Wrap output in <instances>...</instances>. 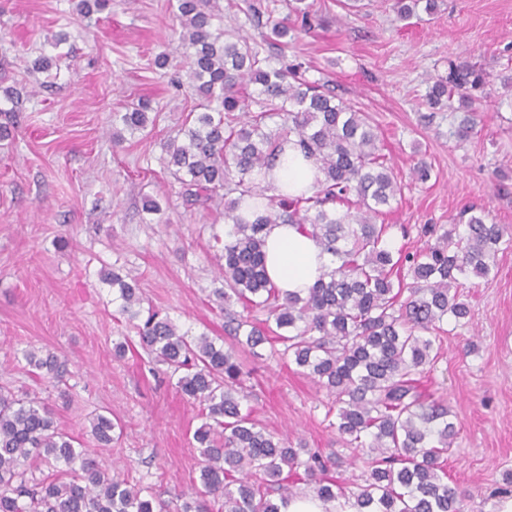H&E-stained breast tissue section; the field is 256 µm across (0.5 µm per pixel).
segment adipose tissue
Segmentation results:
<instances>
[{
	"instance_id": "1",
	"label": "adipose tissue",
	"mask_w": 512,
	"mask_h": 512,
	"mask_svg": "<svg viewBox=\"0 0 512 512\" xmlns=\"http://www.w3.org/2000/svg\"><path fill=\"white\" fill-rule=\"evenodd\" d=\"M318 171L297 150L286 148L265 180L275 193L297 195L314 189ZM266 272L282 292L309 288L330 267L332 259L311 238L291 224H272L266 228Z\"/></svg>"
}]
</instances>
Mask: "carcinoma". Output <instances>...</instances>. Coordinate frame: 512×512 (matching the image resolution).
Here are the masks:
<instances>
[{
	"label": "carcinoma",
	"instance_id": "obj_1",
	"mask_svg": "<svg viewBox=\"0 0 512 512\" xmlns=\"http://www.w3.org/2000/svg\"><path fill=\"white\" fill-rule=\"evenodd\" d=\"M396 19L406 25L420 13L434 15L438 0H393ZM288 20L275 21L269 39L289 44L309 30L313 4L289 0ZM177 18L198 111L189 113L180 136L162 144L170 173L193 201L225 203L220 278L213 291L224 305L225 327L239 348L283 346L332 398L343 446L363 456L364 485L347 495L336 457L294 448L260 426L243 407L248 375L238 348L224 349L205 334L189 337L154 311L136 325L140 345L177 376L183 396L202 407L193 433L203 466L201 487L186 493L179 512H286L300 492L303 469L309 495L355 512H460L461 491L448 482L446 462L458 436L448 404L429 398L419 376L433 365L441 336L468 328L472 310L461 299L472 279L496 268L501 246L512 234L487 222L471 207L458 222L434 224L423 247L393 250L392 225L379 222L402 197L377 128L357 105L327 85L310 81L298 64L270 65L258 46L233 29L216 28L219 0H177ZM490 84V74L467 60L448 62V75L433 80L427 100L440 105ZM280 123L269 128L268 121ZM112 133L143 132L145 106L119 116ZM477 113L465 112L452 132L469 140ZM291 143L315 161L323 179L311 195L268 196L259 176ZM297 224L333 258V266L303 294H283L265 267L264 231L269 224ZM119 313L134 320L143 298L136 280L117 274ZM263 311L250 322L233 311ZM28 364L59 378L64 364L53 355L25 353ZM116 424L93 418L97 442L112 444ZM40 460L58 469L51 481L29 477ZM0 512H170L153 493L128 484L124 472L106 465L54 425L49 407L36 394L17 396L0 387Z\"/></svg>",
	"mask_w": 512,
	"mask_h": 512
}]
</instances>
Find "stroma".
<instances>
[{"label": "stroma", "mask_w": 512, "mask_h": 512, "mask_svg": "<svg viewBox=\"0 0 512 512\" xmlns=\"http://www.w3.org/2000/svg\"><path fill=\"white\" fill-rule=\"evenodd\" d=\"M247 2L220 0L223 24L273 65L298 64L307 79L330 82L381 132L404 184L385 218L395 248L419 249L423 225L451 224L471 205L512 231V92L496 83L475 93L481 121L460 145L456 113L426 103L432 77L447 74L451 61L512 73V0H439L436 14L405 28L391 0H362L357 10L314 0V29L291 48L270 43L268 23L256 21ZM77 4L0 0V112L17 120L14 139L0 142V385L40 393L77 447L121 465L130 485L176 508L200 483L192 440L199 406L140 347L105 277L136 278L144 307L180 330L224 337L213 295L224 210L188 201L164 164L162 142L178 135L195 104L176 0H112L111 11L88 17ZM41 57L52 61L50 71L34 70ZM7 87L20 101L4 96ZM139 103L147 129L113 143V113ZM421 160L431 167L424 183L411 178ZM148 197L160 214L144 212ZM497 263L496 276L466 291L471 326L444 339L422 379L460 428L448 477L465 492L461 512H494L512 473V250ZM32 349L65 361L63 380L29 366L24 354ZM260 352L244 358L254 417L293 446L341 457L347 487L358 490L364 464L338 443L326 392L277 349L265 344ZM98 414L122 426L107 448L91 433Z\"/></svg>", "instance_id": "stroma-1"}]
</instances>
